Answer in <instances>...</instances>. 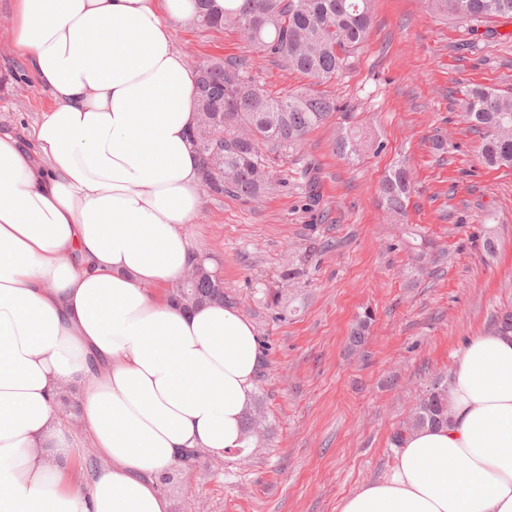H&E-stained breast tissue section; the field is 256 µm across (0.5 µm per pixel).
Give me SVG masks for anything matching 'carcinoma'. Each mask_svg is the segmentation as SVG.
Segmentation results:
<instances>
[{"label": "carcinoma", "instance_id": "obj_1", "mask_svg": "<svg viewBox=\"0 0 512 512\" xmlns=\"http://www.w3.org/2000/svg\"><path fill=\"white\" fill-rule=\"evenodd\" d=\"M371 0H241L219 10L215 0H198L194 22L205 28H233L259 52L282 61L290 70L321 84L338 77L350 58L366 42L371 27ZM427 11L478 23L493 18L512 19V0H425ZM196 99L213 112L208 130L191 132L200 159L202 180L212 183V195L242 199L259 197L270 185L269 154L298 146L314 128L337 110L336 101L313 89H297L271 97L258 85L246 58L195 63ZM466 121L483 134L481 157L489 167L512 168V96L474 86L464 99ZM367 139L351 131L336 141V151L347 159L362 155ZM413 187L409 167L399 164L382 180L381 201L389 217L405 215ZM415 268L435 263L425 243L414 245ZM218 275L206 271L190 288L174 287L171 299L184 308L226 303ZM371 317L358 320L350 342L362 344ZM448 390L436 389L419 398L393 443L405 431L437 424L446 418Z\"/></svg>", "mask_w": 512, "mask_h": 512}]
</instances>
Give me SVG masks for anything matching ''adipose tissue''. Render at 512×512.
I'll return each instance as SVG.
<instances>
[{
	"mask_svg": "<svg viewBox=\"0 0 512 512\" xmlns=\"http://www.w3.org/2000/svg\"><path fill=\"white\" fill-rule=\"evenodd\" d=\"M15 54L51 104L0 130V512H169L181 454L243 447L262 345L233 305L172 302L203 200L196 0H13ZM103 466L73 472L64 389ZM339 512H512V332L469 337L448 420L405 433Z\"/></svg>",
	"mask_w": 512,
	"mask_h": 512,
	"instance_id": "adipose-tissue-1",
	"label": "adipose tissue"
}]
</instances>
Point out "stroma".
I'll use <instances>...</instances> for the list:
<instances>
[{"label": "stroma", "mask_w": 512, "mask_h": 512, "mask_svg": "<svg viewBox=\"0 0 512 512\" xmlns=\"http://www.w3.org/2000/svg\"><path fill=\"white\" fill-rule=\"evenodd\" d=\"M11 5L0 0V126L26 135L50 97L7 44ZM371 16L348 70L322 87L338 111L275 155L268 192L204 196L186 227L262 341L249 410L262 430L242 451L172 467L169 512H338L389 472L393 433L419 394L448 383L463 341L512 312V169L483 164L462 114L472 86L512 96V19L473 29L431 16L422 0H373ZM174 43L189 62L251 58L274 95L309 83L230 29L190 22L175 26ZM355 127L373 148L351 161L334 142ZM439 136L447 152L436 150ZM399 161L414 188L404 220L387 223L379 186ZM413 231L439 256L420 275L407 271ZM367 311L369 331L351 347Z\"/></svg>", "instance_id": "1"}]
</instances>
